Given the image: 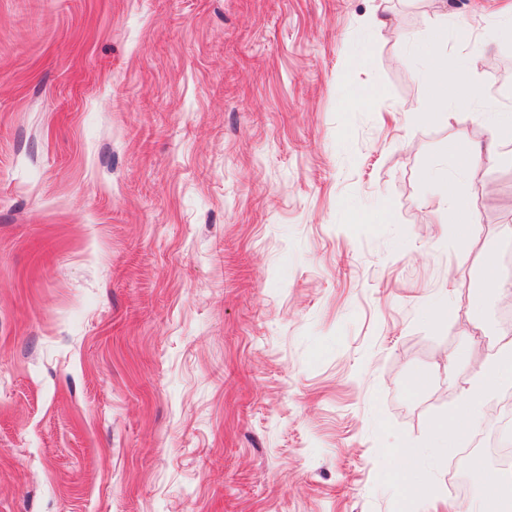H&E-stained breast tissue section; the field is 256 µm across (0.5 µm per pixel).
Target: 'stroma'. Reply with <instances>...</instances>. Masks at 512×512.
Here are the masks:
<instances>
[{
  "label": "stroma",
  "mask_w": 512,
  "mask_h": 512,
  "mask_svg": "<svg viewBox=\"0 0 512 512\" xmlns=\"http://www.w3.org/2000/svg\"><path fill=\"white\" fill-rule=\"evenodd\" d=\"M512 0H0V512H450L482 418L390 479L512 328ZM394 31L376 36L378 11ZM468 17L469 35L457 30ZM469 57L424 112V40ZM485 300L468 335L469 300ZM476 359L448 368L450 353ZM427 387L412 392L414 373ZM432 196L441 219L448 221V228L464 230L473 235L478 232V221L471 198L460 179L430 175ZM418 456L419 451L410 454L406 451L401 452L404 464L395 470L397 482L403 485L412 484L419 477Z\"/></svg>",
  "instance_id": "stroma-1"
}]
</instances>
